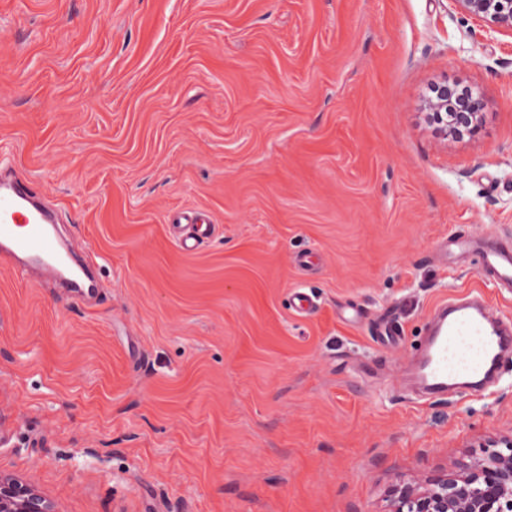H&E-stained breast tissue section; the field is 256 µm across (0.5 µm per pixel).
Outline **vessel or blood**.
Returning <instances> with one entry per match:
<instances>
[{"label": "vessel or blood", "instance_id": "b4317fda", "mask_svg": "<svg viewBox=\"0 0 512 512\" xmlns=\"http://www.w3.org/2000/svg\"><path fill=\"white\" fill-rule=\"evenodd\" d=\"M57 223L56 209L27 178L0 171V264L64 290L73 306L94 308L104 290L76 246L62 240ZM171 223L178 248L188 254L214 236L215 226L201 210L176 213ZM467 247L480 258V274L512 288V243L471 241ZM509 354L512 324L482 299L461 298L437 307L409 364V380L422 393H481L493 386L492 369Z\"/></svg>", "mask_w": 512, "mask_h": 512}]
</instances>
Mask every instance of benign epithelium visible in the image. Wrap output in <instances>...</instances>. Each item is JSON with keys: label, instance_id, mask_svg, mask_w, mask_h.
<instances>
[{"label": "benign epithelium", "instance_id": "1", "mask_svg": "<svg viewBox=\"0 0 512 512\" xmlns=\"http://www.w3.org/2000/svg\"><path fill=\"white\" fill-rule=\"evenodd\" d=\"M462 13L483 23L486 31L512 35V0H452ZM427 102L430 124L445 137L475 134L481 123L482 102L468 89L438 83ZM457 111H448L451 101ZM496 451L467 463L455 472L399 482L391 489L388 512H512V436L492 442ZM506 451H500V448Z\"/></svg>", "mask_w": 512, "mask_h": 512}]
</instances>
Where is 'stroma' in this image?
Returning <instances> with one entry per match:
<instances>
[{
	"instance_id": "1",
	"label": "stroma",
	"mask_w": 512,
	"mask_h": 512,
	"mask_svg": "<svg viewBox=\"0 0 512 512\" xmlns=\"http://www.w3.org/2000/svg\"><path fill=\"white\" fill-rule=\"evenodd\" d=\"M444 81L475 135L429 124ZM1 163L102 258L91 310L0 265V464L71 512H386L512 433V360L486 395L403 387L441 301L512 321L477 255L433 256L512 236V36L452 0H0ZM427 102V118L430 124L436 126V130L445 137L461 139L464 136L475 134L481 123L483 112L482 102L474 97L468 89L457 85L448 86L447 82L435 84ZM455 98L457 111L448 109V104ZM174 240L178 248L192 254L204 248L213 238L214 224L201 210L182 211L171 219Z\"/></svg>"
}]
</instances>
